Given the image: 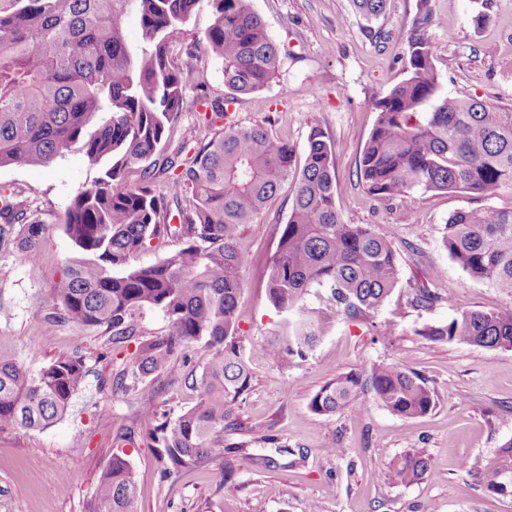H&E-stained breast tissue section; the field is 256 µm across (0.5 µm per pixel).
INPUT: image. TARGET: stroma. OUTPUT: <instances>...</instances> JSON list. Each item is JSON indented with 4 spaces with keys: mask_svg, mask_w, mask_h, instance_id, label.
<instances>
[{
    "mask_svg": "<svg viewBox=\"0 0 512 512\" xmlns=\"http://www.w3.org/2000/svg\"><path fill=\"white\" fill-rule=\"evenodd\" d=\"M418 0H389L385 17L370 22L350 0H251L281 48L275 80L243 101L234 120L261 124L304 151L312 125L335 144L339 178L336 206L344 223L368 224L397 251L400 290L366 322H340L305 357L268 359L283 342L288 316L268 300L266 279L279 230L292 202L283 188L238 241L249 261L239 304L243 351L251 388L236 411L230 448L208 466L174 483L161 480L147 437L151 426L134 392L112 383L128 364L129 349L108 345L102 330L52 321V294L74 246L62 229L74 195L97 175L81 152L70 149L47 168H1L0 188L30 201L28 218L50 225L37 263L21 261L12 243L0 246V334L33 373L78 351L91 368L69 412L41 431L0 430V512H88L97 483L115 449H124L139 477L138 512H512V498L487 492L478 469L512 439V350L431 342L417 328L448 319L451 311L492 310L511 301L494 286L465 276L442 246L450 214L460 209L512 208V193L482 200L465 193H411L388 202L369 198L357 175L375 121L370 97L400 81L409 29ZM430 34L436 47L441 96L474 98L512 109V0H431ZM485 8L490 20L475 27ZM417 286L441 296L430 308H412L405 292ZM391 322L393 335H376ZM211 357L195 345L171 381L156 382L159 400L188 406L193 384ZM406 363L434 389L427 415L402 418L373 399L358 410L312 412L314 393L336 376L377 364ZM272 435L279 454L264 443ZM277 443V444H278ZM340 444L346 454L326 455ZM416 448L431 459L424 478L402 484L388 477L390 461ZM239 490L225 496L224 469ZM69 493L56 490L59 472Z\"/></svg>",
    "mask_w": 512,
    "mask_h": 512,
    "instance_id": "obj_1",
    "label": "stroma"
}]
</instances>
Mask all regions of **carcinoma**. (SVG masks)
<instances>
[{
	"label": "carcinoma",
	"mask_w": 512,
	"mask_h": 512,
	"mask_svg": "<svg viewBox=\"0 0 512 512\" xmlns=\"http://www.w3.org/2000/svg\"><path fill=\"white\" fill-rule=\"evenodd\" d=\"M0 11V168L49 167L79 145L99 176L79 190L63 229L76 257L65 265L56 318L100 328L111 344L135 336L132 316L160 311L166 334L138 342L117 389L134 391L152 416L148 437L161 478L175 482L224 450L231 416L250 390L237 310L247 256L240 229L265 211L285 184L292 204L279 231L266 282L268 299L293 313L286 347L267 350L275 362L305 356L338 320H366L399 284L396 251L369 224H346L336 209L335 145L310 126L303 165L295 147L260 125L230 120L231 108L268 87L280 55L250 0H213L214 20L203 50L222 63L224 99L198 95L189 59L198 45L178 43L196 0H14ZM388 0H352L369 19ZM134 5L141 43L125 41L122 20ZM430 0H419L407 37L403 78L368 108L376 119L365 143L359 178L367 195L392 200L414 191L466 193L479 199L512 193V111L474 99L438 95L436 48L429 34ZM204 134L166 156L162 152L187 106ZM140 170L128 182V173ZM29 204L0 190V242L16 244L35 263L49 226L27 217ZM179 223L174 224V216ZM179 245L158 262L136 266L155 239ZM444 249L472 280L512 296V208L457 210L445 224ZM322 307L308 308L312 290ZM440 300L429 288L408 290L407 302L428 308ZM415 333L433 342L512 350V303L458 312ZM198 343L212 357L197 381L199 395L179 411L161 410L151 383L175 375L176 362ZM85 356H64L29 372L13 340L0 335V430L46 428L67 412L87 381ZM131 383H125L126 379ZM391 413L414 418L435 407L434 391L404 364L377 365L364 376L348 372L311 399L317 414L364 404L366 395ZM430 458L416 449L395 457L389 476L422 480ZM483 488L512 497V440L480 472ZM137 475L128 455L112 453L90 512H137Z\"/></svg>",
	"instance_id": "1"
}]
</instances>
